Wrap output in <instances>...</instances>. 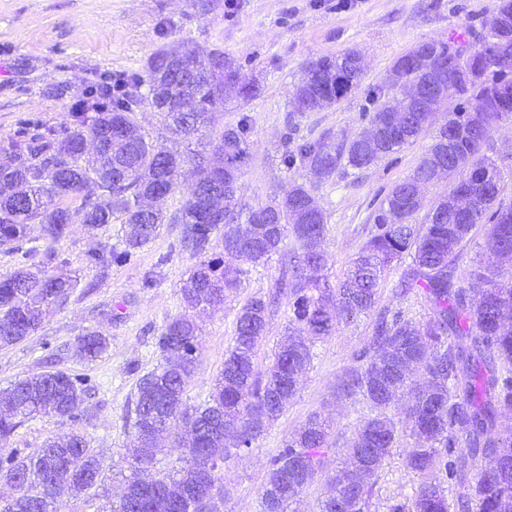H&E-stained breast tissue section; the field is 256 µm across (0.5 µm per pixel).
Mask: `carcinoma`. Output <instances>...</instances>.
I'll return each instance as SVG.
<instances>
[{
  "label": "carcinoma",
  "instance_id": "obj_1",
  "mask_svg": "<svg viewBox=\"0 0 512 512\" xmlns=\"http://www.w3.org/2000/svg\"><path fill=\"white\" fill-rule=\"evenodd\" d=\"M483 30L472 51L485 79L457 78L462 106L443 117L435 142L413 172L381 200L369 237L334 286L320 275L324 212L304 184L295 182L284 195L257 207H238L242 167L250 157V125L243 117L221 132L204 134L210 115L229 102L226 95L213 94L208 77L219 66L236 67L220 48L175 42L155 52L146 75L137 77L131 91L114 102L91 114L73 112L69 124L30 136L19 132L28 137L26 152L0 161V245L20 250L31 224L41 225L53 240L65 237L70 203L78 199L88 227L116 218L131 226L124 249L93 247L86 253L87 264L104 268L129 261L166 220L159 210L139 212L138 199L160 185L180 188L189 166L194 181L218 179L228 187L211 200H195L189 191L179 210L183 244L197 259L182 288L187 308L223 304L226 293L241 287L246 265H264L276 254L288 265L275 292L252 296L238 310L233 344L203 404L189 406L185 400L202 336L194 315L172 318L156 336L162 362L137 384L133 450L124 477L125 490L134 494L120 496L107 512H221L224 439L232 438L239 451L250 450L296 394L299 377L312 363V343L371 313L385 270L407 257L411 263L397 298L402 302L420 289L431 313L416 323L402 306L383 308L355 355V365L337 383L344 396H362L371 416L348 446L346 465L328 476L334 493L322 501L320 512H368L371 479L404 432L413 439L404 449L405 465L421 482L411 497L391 499L387 512H512V273L505 274L494 262L512 260V204L501 202L498 166L486 155L479 159L488 168L485 178L463 170L425 223H416L419 210L413 204L418 188L442 166L445 152L455 161L477 155L493 126L512 116V93L498 89L501 83L512 84V0H495ZM186 52L195 56L200 73L192 82L175 67L174 56ZM357 56L352 50L310 61L294 97L303 99L309 112L339 104L361 87L364 73L355 64ZM446 64L447 45L418 42L394 61L391 86L373 94L363 131L351 138L328 134L300 144L294 153L283 154V162L298 160L325 183L342 169H367L412 144L433 124L436 113L416 112L398 94L409 86L437 82L440 74H448ZM231 88L238 108L258 93L254 84ZM181 97L192 99L195 110L180 120L165 105ZM142 106L160 113L174 140L185 148L150 141L135 118ZM396 106L406 111L399 113V127L389 128L387 117ZM473 111L485 114V123L468 127L463 139L445 141L448 125H461ZM93 140L99 152L92 158L86 145ZM209 147L224 152L219 173L203 162ZM485 221L490 223L489 260L471 266L469 286L459 285L458 260L474 226ZM217 232L224 238V257L211 258V237ZM289 236L293 245L285 251L282 245ZM78 285L73 274L47 266L22 265L1 275L0 347L37 333L45 312L63 306ZM282 302L288 306L293 333L261 370L258 357L270 310ZM109 344V337L97 330L78 340L87 362L101 358ZM94 389L89 375L56 369L0 391V482L15 490L14 496L0 499V512H59L61 482L79 494L103 481L99 454L79 429L87 420L79 406ZM404 394L407 403L397 417L390 410ZM44 415L70 421L71 433L33 450L7 447L20 426ZM175 422L189 434L174 440L184 466L172 474L143 478L163 452L159 440ZM329 429L328 421L316 414L283 440L269 461L261 512H287L323 470ZM472 460L478 468L471 486ZM294 468L297 479L283 483L282 474Z\"/></svg>",
  "mask_w": 512,
  "mask_h": 512
}]
</instances>
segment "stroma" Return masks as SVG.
<instances>
[{
	"instance_id": "stroma-1",
	"label": "stroma",
	"mask_w": 512,
	"mask_h": 512,
	"mask_svg": "<svg viewBox=\"0 0 512 512\" xmlns=\"http://www.w3.org/2000/svg\"><path fill=\"white\" fill-rule=\"evenodd\" d=\"M493 0H212L201 12L197 0H0V154L22 152L17 131H36L68 122L75 102L85 100L104 76L143 73L148 58L177 40L220 47L255 79L260 92L243 109L213 113L211 129L235 125L248 116L253 128L250 158L243 169V204L257 206L289 184L311 188L327 224L324 272L337 279L366 241L380 201L390 188L412 173L434 141L423 132L377 165L337 174L319 182L308 168L282 161L283 142L297 145L331 133L351 137L362 131L363 114L373 91L387 84L393 62L417 42L447 39L455 32L477 31ZM364 62L361 88L341 103L318 112L294 111L292 92L308 62L345 50ZM486 155L500 173L503 203H512V119L496 124ZM179 188L161 204L167 217L157 236L138 249L130 262L106 268L88 266L86 252L102 241L122 248L120 222L88 229L73 213L69 234L57 241L32 225L23 252L0 247V275L23 262L53 256L55 265L76 272L80 286L67 304L50 309L41 328L21 342L0 348V389L12 381L55 369L86 373L99 386L86 400L83 425L91 447L101 454V486L77 495L60 490L61 512H102L118 500L132 448L137 383L160 362L154 342L172 317L184 313L181 288L196 260L179 245L182 207ZM281 275L279 258H271L245 277V286L223 305L200 313L203 335L199 374L186 398L204 400L224 365L235 318L247 298L272 291ZM153 287H144L146 277ZM373 315L341 325L336 334L315 342L310 369L281 416L247 452L230 451L224 462V512H260L259 492L268 461L285 437L320 414L332 423L327 471H334L347 444L364 422L367 410L358 399L337 396L336 384L351 366L354 353L370 335ZM99 330L110 338L107 352L95 362L82 360L79 337ZM69 421L44 416L25 423L10 440L14 448H37L50 438L69 434ZM420 479L408 470L402 448L373 480L370 512H387L389 498L411 494Z\"/></svg>"
}]
</instances>
